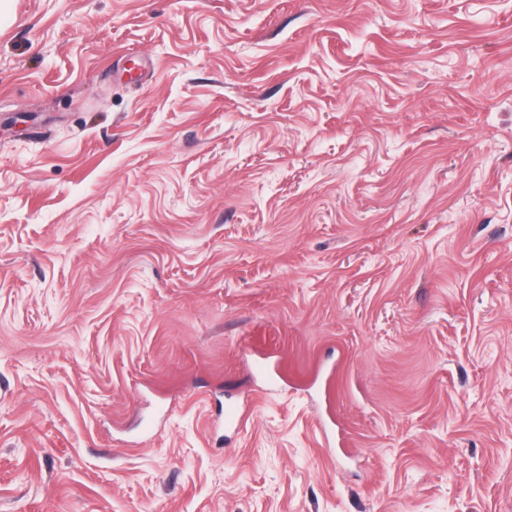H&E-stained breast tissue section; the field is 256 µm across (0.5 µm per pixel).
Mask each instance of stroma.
Wrapping results in <instances>:
<instances>
[{"instance_id":"stroma-1","label":"stroma","mask_w":512,"mask_h":512,"mask_svg":"<svg viewBox=\"0 0 512 512\" xmlns=\"http://www.w3.org/2000/svg\"><path fill=\"white\" fill-rule=\"evenodd\" d=\"M11 8L0 512H512V0ZM251 398L243 397L241 400L228 401L224 404V427L240 426L250 415Z\"/></svg>"}]
</instances>
